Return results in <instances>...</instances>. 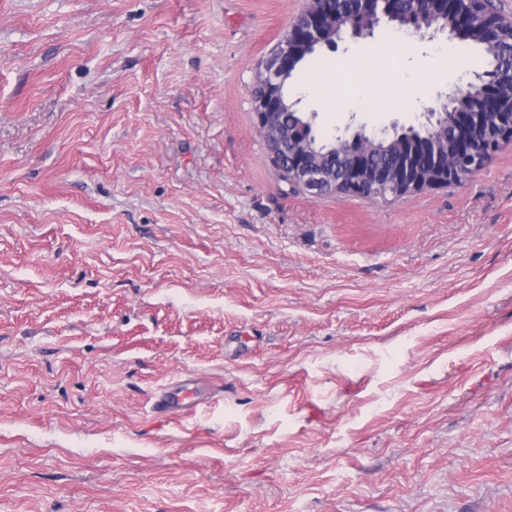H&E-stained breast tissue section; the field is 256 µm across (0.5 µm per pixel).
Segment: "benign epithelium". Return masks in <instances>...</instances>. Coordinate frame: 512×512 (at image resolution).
Instances as JSON below:
<instances>
[{"label":"benign epithelium","instance_id":"7a95c632","mask_svg":"<svg viewBox=\"0 0 512 512\" xmlns=\"http://www.w3.org/2000/svg\"><path fill=\"white\" fill-rule=\"evenodd\" d=\"M480 8L483 27L480 34L486 47L499 44L505 28L493 0H466ZM391 0H356L355 11L344 23L336 13H328L318 0H307L303 12L296 18L284 39L258 66L251 95L256 128L262 137L276 170L293 187L315 194L360 196V191L371 187L383 196L398 197L409 193L460 183L480 171L504 145L512 143V95L502 94L500 84L491 78L477 77L459 86L456 92L471 98L485 108L498 109L506 120L494 136L482 139L483 114L455 107L456 98L448 94L445 100L427 106L417 118V124L408 126L393 121L390 126L366 132L361 125L350 135L333 137V152L339 163L329 166L314 150L306 137V129L285 124V110L289 107L281 92L286 72L291 70L302 52L324 45L335 46L343 33L366 38L373 35L382 22H396L400 30L411 35L435 36V30H422L413 18L394 19ZM435 12L450 17V24L463 22L468 13L461 9L460 0H416ZM451 119L454 137L448 141L433 136L425 158L417 161L408 150V142L419 129L439 126ZM394 136L401 162L393 167L377 166L369 161L373 142Z\"/></svg>","mask_w":512,"mask_h":512}]
</instances>
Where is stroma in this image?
<instances>
[{"label": "stroma", "instance_id": "1", "mask_svg": "<svg viewBox=\"0 0 512 512\" xmlns=\"http://www.w3.org/2000/svg\"><path fill=\"white\" fill-rule=\"evenodd\" d=\"M305 0H0V512H512V144L451 184L313 195L250 94ZM343 36L291 92L410 123L479 47ZM204 408L154 412L175 383Z\"/></svg>", "mask_w": 512, "mask_h": 512}]
</instances>
